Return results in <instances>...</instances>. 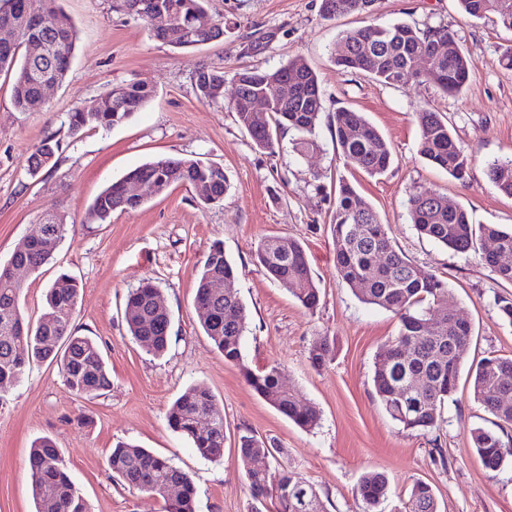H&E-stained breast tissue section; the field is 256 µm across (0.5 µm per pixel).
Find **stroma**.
Returning a JSON list of instances; mask_svg holds the SVG:
<instances>
[{
	"mask_svg": "<svg viewBox=\"0 0 512 512\" xmlns=\"http://www.w3.org/2000/svg\"><path fill=\"white\" fill-rule=\"evenodd\" d=\"M321 0H208L224 22V39L199 48L156 40L139 20L118 13L113 0H60L79 41L70 72L49 89L42 108H15L12 79L0 74V262H6L47 212L64 214L67 234L53 260L22 277L23 303L38 318L48 286L63 273L81 287L74 328L95 339L111 378L104 395L75 397L56 364L33 362L0 395V512H50L31 497L28 456L41 436L55 440L89 512H163L162 498L130 489L112 477L106 461L117 442L151 449L188 473L196 488L195 512H251L240 436L274 443L281 467L306 478L325 512H363L357 494L368 471L385 473L388 492L374 512H400L415 481L429 484L439 512H512V458L487 469L472 450L473 429L496 419L474 400L460 378L453 403L437 427L406 431L386 413L372 385L378 348L399 329L397 318L362 303L336 275L330 212L340 181H347L378 212L396 244L424 270L443 276L452 306L474 336L464 356H512V326L502 322L497 296L511 295L477 257H463L418 236L409 217L412 195L437 191L463 207L473 224L512 226V197L489 180V164L512 158V69L498 63L512 46V31L463 15L457 0H376L371 14L327 20ZM406 21L445 28L468 58L472 77L448 95L425 81L405 87L377 82L338 67L331 50L343 31L372 22ZM271 33L260 54L248 52L255 32ZM303 56L316 70L324 110L316 148L300 153L295 132L280 151H261L236 122L228 104L202 103L193 77L201 67L233 74L242 67L272 69ZM138 81L152 100L123 125L73 137L67 114L92 105L112 85ZM430 106L451 121L456 140L471 156L465 180L437 169L418 153L415 114ZM363 115L391 146L393 163L371 177L347 166L332 134V114ZM58 141L54 168L30 174L27 157L45 139ZM188 157L220 165L229 189L222 203L200 205L193 188L175 185L141 208L114 212L104 224L85 222L99 192L153 158ZM267 235L299 239L322 292L313 310L302 308L254 260ZM237 268L235 289L248 313L244 363L225 361L205 336L194 298L197 277L214 243ZM161 288L170 311L171 341L156 357L134 341L124 321L126 295L143 280ZM333 345L330 362L314 368L309 349L319 337ZM279 364L287 388L316 406L318 425L295 426L246 383L243 368ZM208 387L224 411V456L201 458L167 425L166 413L187 388Z\"/></svg>",
	"mask_w": 512,
	"mask_h": 512,
	"instance_id": "35a3bbf8",
	"label": "stroma"
}]
</instances>
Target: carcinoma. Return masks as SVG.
<instances>
[{"label": "carcinoma", "instance_id": "carcinoma-1", "mask_svg": "<svg viewBox=\"0 0 512 512\" xmlns=\"http://www.w3.org/2000/svg\"><path fill=\"white\" fill-rule=\"evenodd\" d=\"M43 0H0V72L13 76L14 105L27 111L34 106L45 82L62 83L77 46V30L71 18L56 7L63 20L61 29L51 33L31 32L22 41L7 38L5 30L30 24L31 16ZM170 16L166 29H150L153 37L176 48L208 44L224 33L219 20L210 29L197 24L208 14L206 0H157ZM376 0H321V14L332 19L344 13L368 14ZM462 12L475 19L488 18L512 30V0H457ZM453 42L445 28L422 30L407 23L369 24L343 32L333 48L337 66L366 74L386 85L406 86L431 78L416 69L419 57L438 41ZM444 78L434 82L442 92L457 94L470 78L467 57L455 49L443 59ZM235 86L231 110L260 150L276 153L278 134L293 129L302 135L296 148L316 147L315 129L323 112L318 75L307 61L296 56L275 69L243 68L232 78ZM294 81L302 93L286 99L277 97L279 83ZM224 71L203 67L195 73L194 85L200 101L209 105L224 102ZM256 94L274 101L273 110L258 117L247 110ZM153 97V90L137 82L114 85L100 96L101 110L84 112L76 107L68 113V131L76 136L87 128L108 130L127 122ZM420 137L418 151L430 164L461 180L470 158L453 136L448 120L425 107L416 113ZM337 150L344 161L369 176L385 172L392 160L389 143L359 112L338 108L332 115ZM55 148L45 141L28 158V171L36 175L55 165ZM489 179L505 195L512 197V160L488 166ZM150 181L161 187L205 184L199 196L205 205L224 201L228 181L220 166L193 158L160 157L129 171L123 180ZM117 183L102 190L89 206L86 222L103 223L112 213L131 211L144 200L123 198ZM409 215L416 232L449 250L475 254L491 269L497 280L512 284V228L498 224H473L465 209L448 206L439 192H424L409 199ZM336 274L362 302L392 312L399 320L396 336L375 355L373 387L387 414L405 430H427L436 426L445 404L453 400L460 379L464 354L472 337L471 324L454 317V308L444 306L452 297L441 276L423 270L389 236L374 208L349 183L342 181L336 193L331 217ZM65 224L35 225L32 235L40 237L36 246L22 254H12L0 263V393L13 388L33 360L56 363L64 385L78 398L98 397L110 387L108 370L97 343L72 329L79 298V283L60 274L45 294L43 309L31 320L21 305L23 286L10 279L6 267L13 262L36 272L48 264L65 233ZM493 239L500 261L478 243ZM256 259L271 280L282 285L306 309L319 305L321 294L312 276L306 251L293 238L265 236L260 239ZM236 280V269L214 244L198 279L195 306L209 316L202 321L205 335L224 356L241 367L252 390L297 426L309 429L318 424L319 410L300 405L298 394L280 389L281 368L277 364L256 371L244 364L243 340L248 313L235 289L217 294L213 281ZM160 288L146 280L128 293L125 322L130 336L147 351L161 355L170 342L169 310L159 307ZM333 348L328 337L316 340L309 351L313 366L330 359ZM473 396L499 422L512 425V357L489 355L470 368ZM210 414L212 426L196 431L194 416ZM168 426L190 440L198 455L217 460L224 455V412L204 385L189 387L167 412ZM472 447L486 468L496 470L512 457V440L504 441L493 430L477 428L471 434ZM278 449L254 435L239 438L237 456L243 465L248 490L255 502L252 512H262L266 499L275 501L276 512H324L316 489L291 469L255 471L254 457H275ZM113 478L128 487L163 499L165 512H195V487L189 476L168 460L137 445L120 443L107 458ZM31 496L35 505L51 498L58 512H88V506L73 482L59 448L49 437L36 439L28 457ZM387 477L368 471L361 477L358 495L371 508L386 497ZM404 512H439L432 488L413 483Z\"/></svg>", "mask_w": 512, "mask_h": 512}]
</instances>
